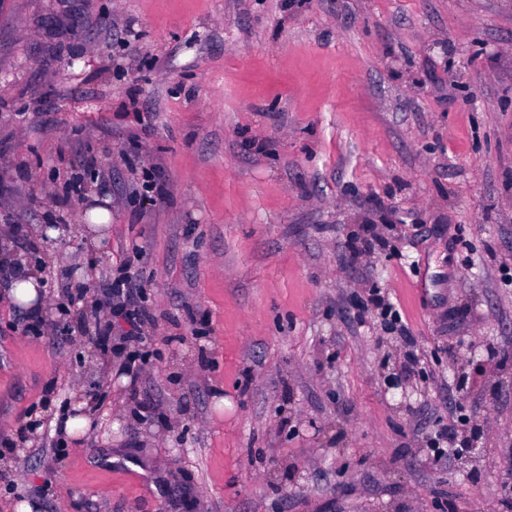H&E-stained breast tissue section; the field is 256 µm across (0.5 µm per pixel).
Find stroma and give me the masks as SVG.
<instances>
[{
  "instance_id": "obj_1",
  "label": "stroma",
  "mask_w": 512,
  "mask_h": 512,
  "mask_svg": "<svg viewBox=\"0 0 512 512\" xmlns=\"http://www.w3.org/2000/svg\"><path fill=\"white\" fill-rule=\"evenodd\" d=\"M0 244V512H505L512 0H0ZM124 264L132 381L68 303ZM44 291L38 277L22 267L9 283L7 289L8 301L14 306L24 309L26 312L38 315L44 307Z\"/></svg>"
}]
</instances>
